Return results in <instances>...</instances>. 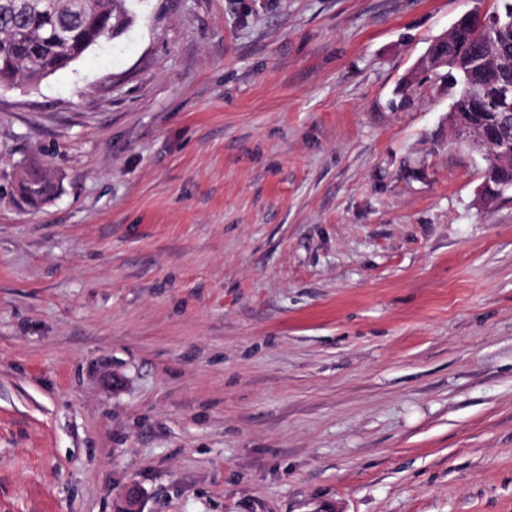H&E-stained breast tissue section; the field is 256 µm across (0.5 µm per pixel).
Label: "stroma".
<instances>
[{"label": "stroma", "instance_id": "stroma-1", "mask_svg": "<svg viewBox=\"0 0 512 512\" xmlns=\"http://www.w3.org/2000/svg\"><path fill=\"white\" fill-rule=\"evenodd\" d=\"M493 6L130 0L0 87V512H512V189L418 66ZM38 161H31L23 165L13 184L12 194L16 197L14 186L18 184L20 191L31 201L37 202L52 194L56 187V176L53 171L48 168L39 174L29 173L28 168Z\"/></svg>", "mask_w": 512, "mask_h": 512}]
</instances>
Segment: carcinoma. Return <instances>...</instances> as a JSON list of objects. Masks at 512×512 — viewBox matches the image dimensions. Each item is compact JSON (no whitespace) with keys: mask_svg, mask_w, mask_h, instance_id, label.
Segmentation results:
<instances>
[{"mask_svg":"<svg viewBox=\"0 0 512 512\" xmlns=\"http://www.w3.org/2000/svg\"><path fill=\"white\" fill-rule=\"evenodd\" d=\"M128 0H0V85L33 86L49 75L69 67L86 51L120 35L132 21ZM494 25L477 30L468 22L424 54L427 69L449 68L459 75V89L450 111L460 120L488 137L504 136L509 142L505 154L488 146L483 158L488 202L512 188V130L499 132L493 111L469 98L470 87L490 78L487 54L495 40L508 33L512 40V0H497L491 11ZM23 165L15 179L20 191L31 201L52 194L56 176L51 169L32 174Z\"/></svg>","mask_w":512,"mask_h":512,"instance_id":"carcinoma-1","label":"carcinoma"}]
</instances>
